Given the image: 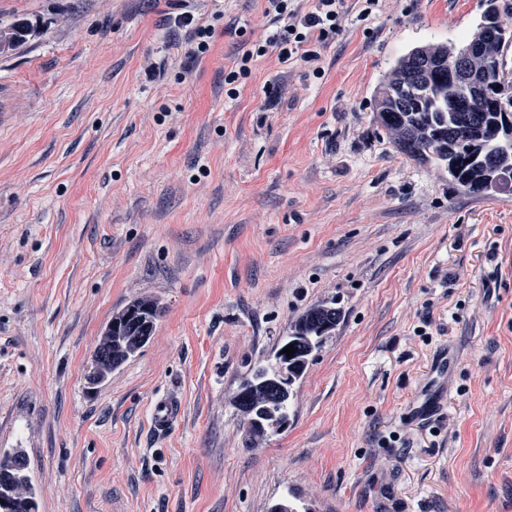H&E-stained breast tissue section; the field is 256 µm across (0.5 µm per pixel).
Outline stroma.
I'll list each match as a JSON object with an SVG mask.
<instances>
[{
	"label": "stroma",
	"mask_w": 512,
	"mask_h": 512,
	"mask_svg": "<svg viewBox=\"0 0 512 512\" xmlns=\"http://www.w3.org/2000/svg\"><path fill=\"white\" fill-rule=\"evenodd\" d=\"M215 37L170 44L166 0H0V456L38 512H512V195L471 196L398 153L378 86L423 43L472 36L483 0L350 9L322 78L276 54L224 75L264 0H185ZM166 308L98 387L101 330ZM345 318L288 423L247 438L239 385L309 305ZM444 410L412 408L436 359ZM181 401L168 433L158 397ZM181 416V404L169 396L162 397L153 405L151 427L157 433H165Z\"/></svg>",
	"instance_id": "1"
}]
</instances>
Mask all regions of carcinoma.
<instances>
[{"label":"carcinoma","instance_id":"obj_1","mask_svg":"<svg viewBox=\"0 0 512 512\" xmlns=\"http://www.w3.org/2000/svg\"><path fill=\"white\" fill-rule=\"evenodd\" d=\"M485 5L479 30L490 25L491 17L512 13V3L507 0H485ZM25 33L21 24L8 32L0 31V52L16 47ZM511 47L512 28L501 24L495 34V59L480 76L497 99H485L458 110L452 107L451 98L462 96L463 89L457 85L448 59L456 45L442 42L411 48L396 60L377 89L376 123L400 153L445 169L462 191L477 196L496 194L491 159L503 162L512 157V138L495 131L503 115L512 118V91L505 85L512 71L501 54V50ZM163 313L156 299L140 297L113 314L94 352L91 383L108 378L146 345ZM342 317L341 308L334 302L307 307L272 359L252 367L235 399L248 436H259L288 423L295 384L305 374L314 353L335 333ZM289 345L295 349L291 357L282 353ZM23 459L21 454L0 458V496L7 495L11 512H38L27 465H18Z\"/></svg>","mask_w":512,"mask_h":512}]
</instances>
